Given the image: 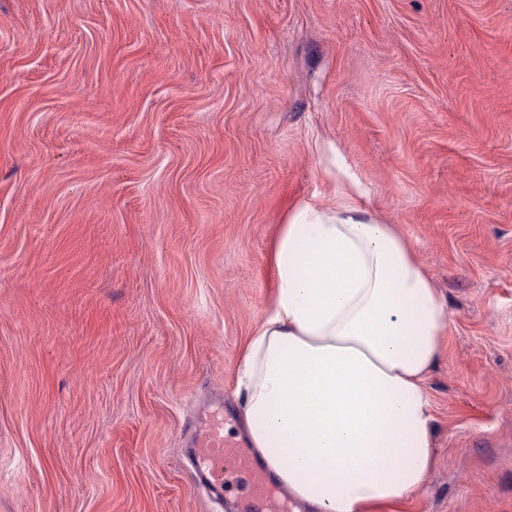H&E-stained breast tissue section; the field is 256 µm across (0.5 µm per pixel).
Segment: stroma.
Segmentation results:
<instances>
[{
    "mask_svg": "<svg viewBox=\"0 0 512 512\" xmlns=\"http://www.w3.org/2000/svg\"><path fill=\"white\" fill-rule=\"evenodd\" d=\"M326 139L451 312L377 512H512V0H0V512H241L186 433Z\"/></svg>",
    "mask_w": 512,
    "mask_h": 512,
    "instance_id": "35a3bbf8",
    "label": "stroma"
}]
</instances>
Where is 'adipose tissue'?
<instances>
[{
  "label": "adipose tissue",
  "instance_id": "obj_1",
  "mask_svg": "<svg viewBox=\"0 0 512 512\" xmlns=\"http://www.w3.org/2000/svg\"><path fill=\"white\" fill-rule=\"evenodd\" d=\"M363 194L348 181L279 226L272 297L239 358L248 444L307 512L413 499L435 461L427 379L450 312Z\"/></svg>",
  "mask_w": 512,
  "mask_h": 512
}]
</instances>
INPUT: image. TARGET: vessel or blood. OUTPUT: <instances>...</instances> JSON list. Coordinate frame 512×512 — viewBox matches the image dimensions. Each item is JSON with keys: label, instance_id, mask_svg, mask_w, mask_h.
<instances>
[{"label": "vessel or blood", "instance_id": "1", "mask_svg": "<svg viewBox=\"0 0 512 512\" xmlns=\"http://www.w3.org/2000/svg\"><path fill=\"white\" fill-rule=\"evenodd\" d=\"M193 480L212 493L222 492L226 483L243 481L248 512H279L270 496L267 469L246 446L224 435V412L215 410L193 427L189 450Z\"/></svg>", "mask_w": 512, "mask_h": 512}]
</instances>
